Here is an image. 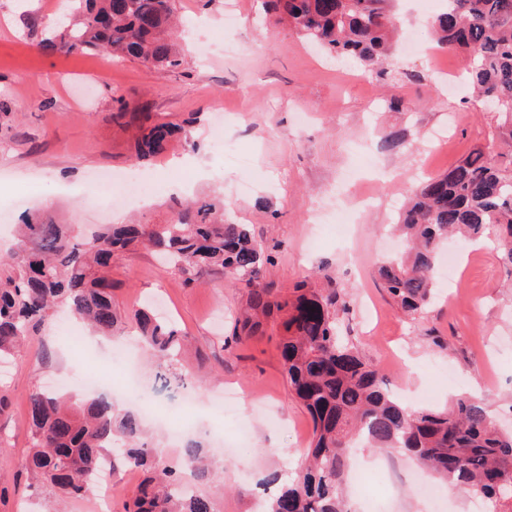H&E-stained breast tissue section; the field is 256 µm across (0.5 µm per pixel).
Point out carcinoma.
I'll return each instance as SVG.
<instances>
[{"mask_svg":"<svg viewBox=\"0 0 512 512\" xmlns=\"http://www.w3.org/2000/svg\"><path fill=\"white\" fill-rule=\"evenodd\" d=\"M73 2L65 21L40 41L43 53L99 52L149 72L181 66L177 0ZM265 7L277 23L353 66L370 69L392 53L391 0H265ZM431 28L440 48L464 52L476 101L496 100V144L411 188L393 224L406 249L376 270L407 316L421 313L438 295L436 256L453 237L461 244L492 240L512 266V0H448ZM115 119L138 126L140 162L182 131L122 107ZM175 206L165 224H104L89 231L44 211L23 215L15 249L0 260V359L20 356L60 305L97 335L119 333L112 260L150 247L189 284L203 270H218L245 290L237 340L263 335L269 322L282 331L288 385L313 430L294 473L271 495L268 512H351L344 485L357 448L406 454L443 486L469 487L491 505L490 512H512V433L498 429L483 399L461 394L443 409L405 406L388 391L381 369L339 331V314L350 310L348 295L324 293L304 281L289 292L269 288L263 279L268 256L247 225L224 220L223 202ZM136 325L156 359L155 392L170 393L191 381L180 363L181 331L148 309L136 315ZM28 414L26 467L33 480L82 498L110 448L112 468L145 473L122 512H214L201 486L217 482L218 475L204 463L199 441L186 443L179 467L144 436L139 414H114L106 396L70 403L35 391Z\"/></svg>","mask_w":512,"mask_h":512,"instance_id":"obj_1","label":"carcinoma"}]
</instances>
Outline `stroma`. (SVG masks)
<instances>
[{
  "label": "stroma",
  "instance_id": "1",
  "mask_svg": "<svg viewBox=\"0 0 512 512\" xmlns=\"http://www.w3.org/2000/svg\"><path fill=\"white\" fill-rule=\"evenodd\" d=\"M58 0H0V203L29 200L74 224H111L117 216L144 224L170 218L173 184L192 188L195 199H223L224 214L249 225L271 258L266 283L286 291L301 281L349 295L351 310L341 328L358 350L384 373L406 406H441L461 392H476L503 424L512 423V270L492 243L463 247L459 279L441 283V297L415 317L403 316L374 277L384 257L400 251L388 234L413 182L444 172L478 147L496 125L493 113L471 100L464 82V56L433 45L425 14L442 11L443 0H398L401 46L388 58L386 78L349 67L319 52L299 36L266 19L261 0H178L183 26L177 46L183 64L144 72L130 60L94 53L43 54L47 17ZM238 15L224 24L227 11ZM231 46L207 58L201 29ZM406 70L419 81L404 80ZM399 98L402 109L389 108ZM148 112L181 125L188 139L172 142L147 163L158 191L149 203L110 208L83 190L97 173L134 167L136 127L112 119L118 106ZM223 112V150L208 130ZM402 128L406 141L392 152L377 145L382 132ZM255 173L239 191V159ZM376 180L380 198L361 222L344 230L331 195L352 176ZM112 301L118 315L162 299L170 319L187 337L186 371L202 378L198 401L237 393L233 417L187 408L151 419L156 443L173 463L182 442L170 431L195 423L214 470L223 478L212 494L216 512H264L271 472L290 471L312 436L306 409L292 395L280 356V333L236 341V318L246 293L221 273L185 284L182 276L142 249L114 259ZM65 319L54 320L22 356L0 374V394L9 407L0 414V512H121L142 479L139 470L118 468L112 500L74 501L49 488L29 487L25 461L31 446L28 398L51 383L72 381L95 370L122 386L128 371L112 352L111 339L85 334L66 342ZM420 401H413L414 393ZM387 467L394 482L376 488L349 475L346 494L353 512L377 495L383 512H473L471 499L451 494L429 499L431 475L406 456L369 454L365 470Z\"/></svg>",
  "mask_w": 512,
  "mask_h": 512
}]
</instances>
